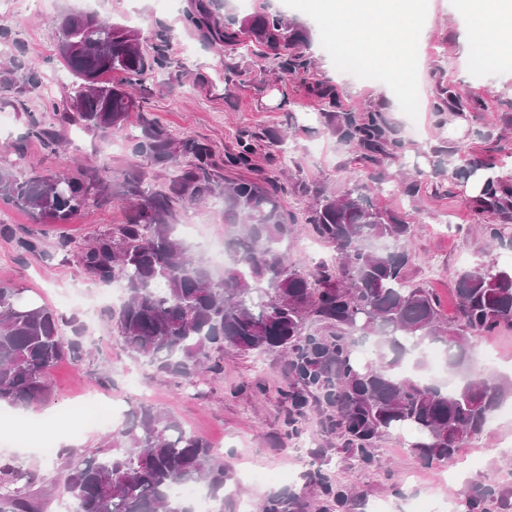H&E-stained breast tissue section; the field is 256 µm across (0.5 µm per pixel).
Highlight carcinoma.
<instances>
[{
	"label": "carcinoma",
	"mask_w": 512,
	"mask_h": 512,
	"mask_svg": "<svg viewBox=\"0 0 512 512\" xmlns=\"http://www.w3.org/2000/svg\"><path fill=\"white\" fill-rule=\"evenodd\" d=\"M186 20L203 41L224 44L228 57L255 44L263 47L256 65L282 78L304 79L311 69L307 32L281 14L223 18L213 0H194ZM133 35L94 13L66 16L58 25V40L80 47L62 59L73 78L69 109L88 130L122 129L136 107L128 87L171 67L165 31L156 33L150 52L132 41ZM17 71L13 62L1 64L0 86L37 84L38 64H28L20 80ZM114 72L124 74L125 82H108L106 76ZM306 89L325 105L328 130L360 161L375 165L397 157L402 143L380 109L346 112L336 88L326 82H308ZM479 109V102L439 88L436 111ZM28 135L52 152L64 142L33 114L28 115ZM262 138L276 146L285 142L281 134H252L224 157V166L253 170V141ZM132 152L174 169V176L158 190L146 183V172H128L126 221L83 244L61 240L55 252L73 258L103 285L120 284L122 302L104 316L137 359L189 384L202 370L221 373L226 348L277 354L285 360L287 398L295 411L288 418L291 433L301 432L305 409L314 399L323 407V432L343 439L359 465L373 463L376 443L401 429L417 435L408 452L421 462L451 461L512 397V383L489 369L467 366L472 339L512 329V265L482 254L457 276V316L449 319L437 295L408 281L414 223L375 207L366 187L339 198L317 194L306 224L334 249L336 264L323 263L307 273L288 253L294 221L284 209L278 175L222 177L209 145L176 137L153 123L134 139ZM442 153L461 167H487L454 147ZM108 188L103 176H27L0 164V200L12 201L39 224L68 222L104 199ZM213 200L222 201L224 224L232 228L224 241L227 260L220 275L176 233L175 205ZM475 207L497 219L484 227L489 240H505L506 225L512 222V171L486 180ZM2 232L13 237L20 254L46 255L39 237L8 224L0 225ZM84 332L78 318L64 321L50 306L0 281V402L20 408L48 402V376L55 366L66 358L78 366L90 356ZM368 337L373 338L371 357L360 363L355 349ZM424 346L446 349L448 368L459 377L456 385L446 389L422 375ZM57 456L62 493L72 512H194L192 502L177 496L178 487L193 484L222 504L231 479L223 455L151 404L128 414L103 445L63 448ZM306 479L324 500V512L351 503L349 490L320 470L307 472ZM43 481L38 470L14 458L0 460V512H43L38 490ZM494 504L501 512L512 508L506 492L486 483L474 484L465 500L466 512H489ZM306 508L301 497L274 492L257 512Z\"/></svg>",
	"instance_id": "carcinoma-1"
}]
</instances>
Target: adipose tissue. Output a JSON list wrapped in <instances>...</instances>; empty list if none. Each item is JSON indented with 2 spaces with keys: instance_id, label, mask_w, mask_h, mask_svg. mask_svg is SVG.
<instances>
[{
  "instance_id": "adipose-tissue-1",
  "label": "adipose tissue",
  "mask_w": 512,
  "mask_h": 512,
  "mask_svg": "<svg viewBox=\"0 0 512 512\" xmlns=\"http://www.w3.org/2000/svg\"><path fill=\"white\" fill-rule=\"evenodd\" d=\"M475 19L474 35L490 60L512 54V0H467ZM321 14L337 42L357 46L373 41L379 64L406 58L423 27V0H321Z\"/></svg>"
}]
</instances>
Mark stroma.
I'll list each match as a JSON object with an SVG mask.
<instances>
[{"label": "stroma", "mask_w": 512, "mask_h": 512, "mask_svg": "<svg viewBox=\"0 0 512 512\" xmlns=\"http://www.w3.org/2000/svg\"><path fill=\"white\" fill-rule=\"evenodd\" d=\"M230 4L240 19L277 12L304 25L315 61L312 79L335 85L346 110L381 108L403 144L401 160L374 167L360 164L327 130L324 107L308 95L303 81L261 74L253 68L249 52L236 54L243 73L225 82L223 47L201 41L185 22L189 0H45L23 12L0 6V62L16 58L39 65L35 88L0 92V160L20 159L22 172L28 174L72 171L77 160L90 158L113 187L108 198L81 210L67 224L35 223L20 208L0 201V224L41 237L48 253L44 259L21 255L13 238L1 235L0 280L51 306L61 318L82 315L95 345L91 362L76 366L65 360L53 369L48 379L52 399L33 409L34 419L26 428L16 425L18 409L0 407V458H15L39 469L45 512H62L61 462L57 456L43 455V447H61L74 430L79 447H97L121 427L132 407L152 403L223 454L231 466L226 489L237 500L256 503L271 492L292 490L307 498V512H320L321 499L304 487L306 473L316 468L356 494V502L344 512H367L376 500L437 512L445 501L461 506L475 481L512 493V415L495 413L455 461L422 463L407 450L411 433L401 431L380 441L377 463L360 466L338 437L322 433L318 405L306 411L303 437L289 435L288 378L282 358L228 349L221 374L197 376L194 386L182 388L175 378L127 352L101 316L113 303L105 286L76 263L54 254L59 238L81 243L125 221L122 191L131 167L141 166L155 185L165 184L168 171L132 153L134 137L150 121L176 136L207 141L219 156L235 151L244 132L289 131L287 149L260 143L255 170L288 175L283 204L297 221L289 254L303 270L335 260L333 249L315 238L305 223L317 192L342 195L357 184L368 186L373 205L417 219L408 280L433 289L445 316L455 312L457 274L470 268L478 253L487 251L500 263L512 264V250L490 243L481 231L488 217L473 208L467 193L471 177L449 169L447 156L439 152L440 147L455 146L483 162L512 156V136L499 137L505 120L512 119V107L500 96L502 88L512 84V58L491 63L476 55L469 17L459 0H425L426 24L405 61L406 70L416 77L408 95L395 72L371 62L367 48L346 51L336 43L314 0ZM84 12L138 30L146 44L159 30L170 37L172 68L146 79L144 103L117 132H92L68 118L71 82L64 79L65 67L56 53L55 21L64 13ZM441 85L452 87L462 98L479 100L481 110L463 112L460 126L443 121L434 109ZM31 112L65 128L64 150L50 152L41 141L28 137ZM406 182L416 183L415 196L403 192ZM175 214L178 224L193 226L187 244L214 271H222L224 264L217 258L226 236L222 204L179 206ZM103 368L111 372L106 385L100 381Z\"/></svg>", "instance_id": "stroma-1"}]
</instances>
